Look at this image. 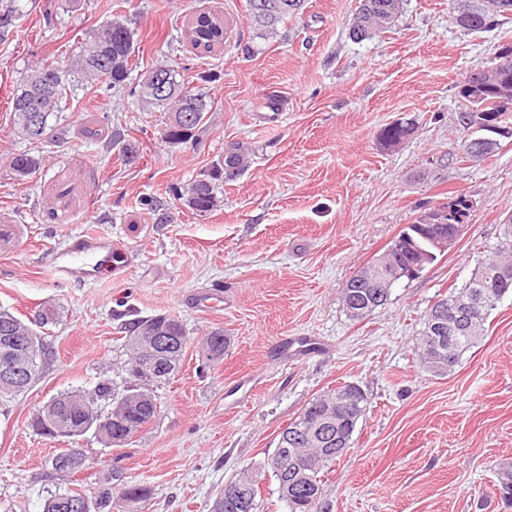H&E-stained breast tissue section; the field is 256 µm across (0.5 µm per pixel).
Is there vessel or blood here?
Returning <instances> with one entry per match:
<instances>
[{
    "label": "vessel or blood",
    "instance_id": "vessel-or-blood-1",
    "mask_svg": "<svg viewBox=\"0 0 512 512\" xmlns=\"http://www.w3.org/2000/svg\"><path fill=\"white\" fill-rule=\"evenodd\" d=\"M119 246L111 237L84 232L68 240L56 258L54 266L58 279L64 283L91 282L101 276H120L125 264L102 267L99 257L104 253L118 251Z\"/></svg>",
    "mask_w": 512,
    "mask_h": 512
}]
</instances>
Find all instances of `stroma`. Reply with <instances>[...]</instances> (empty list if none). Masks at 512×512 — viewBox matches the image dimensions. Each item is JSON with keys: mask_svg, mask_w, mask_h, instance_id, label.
Masks as SVG:
<instances>
[{"mask_svg": "<svg viewBox=\"0 0 512 512\" xmlns=\"http://www.w3.org/2000/svg\"><path fill=\"white\" fill-rule=\"evenodd\" d=\"M360 0H308L275 38L248 26L247 0H124L138 72L176 66L211 101L188 143L167 147L165 111H142L135 79L122 88L78 87L62 140L37 147L15 134L12 92L44 57L67 63L109 17L111 0H20L0 38V309L60 318L44 332L55 355L34 386L0 405V512H43L48 492L71 481L93 490L149 488L134 512H209L224 484L271 454L282 427L323 391L359 385L368 397L350 447L328 469L323 512H512L499 494L512 470V293L482 340L447 376L415 355L422 318L492 257L512 216V138L480 160L464 156L459 87L474 66L512 42V21L483 33L460 28L451 0H406L398 22L357 42L348 29ZM227 17L221 49L200 55L184 28L191 15ZM218 79L200 84L202 71ZM110 118L109 134L86 131ZM411 122L414 135L386 150L379 134ZM139 148L122 161L111 132ZM253 150L224 184L218 207L193 213L176 191L231 144ZM44 158L16 179L9 159ZM472 205L456 247L393 288L365 319L346 313L347 281L381 256L407 225L457 197ZM112 236L132 258L123 277L58 281L52 257L70 235ZM223 290L219 306L200 294ZM166 314L190 344L157 388L160 411L129 445L93 433L54 439L33 427L53 396L93 388L125 359V325ZM220 331L224 358L201 341ZM293 344L280 357V342ZM80 448L93 465L74 480L50 457Z\"/></svg>", "mask_w": 512, "mask_h": 512, "instance_id": "1", "label": "stroma"}]
</instances>
